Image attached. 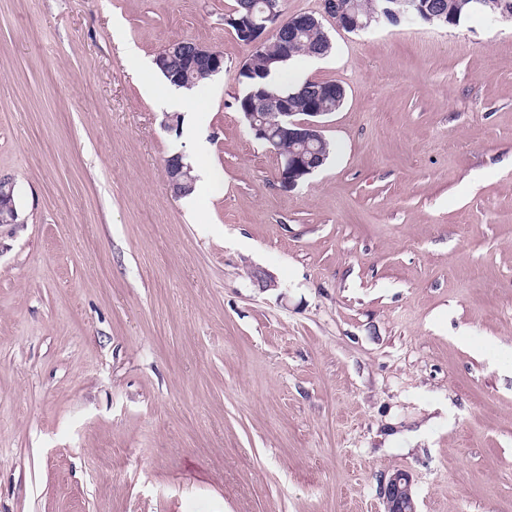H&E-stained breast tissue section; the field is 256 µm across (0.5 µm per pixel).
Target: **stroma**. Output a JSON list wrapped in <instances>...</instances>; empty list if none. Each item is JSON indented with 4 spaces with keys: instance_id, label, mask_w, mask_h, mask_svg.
Listing matches in <instances>:
<instances>
[{
    "instance_id": "1",
    "label": "stroma",
    "mask_w": 512,
    "mask_h": 512,
    "mask_svg": "<svg viewBox=\"0 0 512 512\" xmlns=\"http://www.w3.org/2000/svg\"><path fill=\"white\" fill-rule=\"evenodd\" d=\"M233 5L0 0V512H380L398 470L418 512H512V23L350 33L284 0L332 49L280 83L346 89L285 190ZM180 39L223 72L168 84ZM182 155L175 154L168 158L166 163L167 170V185L170 192L175 197H184L186 194V182L183 181L185 173L190 167L182 161ZM179 161V169H172L171 163ZM186 167V170H184Z\"/></svg>"
}]
</instances>
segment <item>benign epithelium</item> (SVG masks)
<instances>
[{
  "instance_id": "1",
  "label": "benign epithelium",
  "mask_w": 512,
  "mask_h": 512,
  "mask_svg": "<svg viewBox=\"0 0 512 512\" xmlns=\"http://www.w3.org/2000/svg\"><path fill=\"white\" fill-rule=\"evenodd\" d=\"M419 9L418 0H392L387 13L392 22L400 23L418 13ZM324 13L334 20L337 27L355 31L368 27L374 19V13L363 10L356 2L352 3L350 10L341 12L336 9V0H324ZM312 25L323 29L322 21L312 14L282 18L279 0H265L259 9H249L246 16L239 15L236 7L224 14V26L235 28L253 54L275 40L282 44V54L286 57L300 34ZM187 44L190 48L186 52L180 41L167 44L157 53L155 62L162 67L170 53L183 51L189 66L201 78L211 79L224 71L221 51L194 40L187 41ZM302 91L308 100V111L301 118L290 110L288 99L278 95L269 97L265 112L245 113L254 137L268 144L276 153L278 182L286 190L295 188L301 176L314 173L325 163L327 139L322 133V118L328 115L325 103L332 99L340 103L345 99V89L339 83L316 82L312 86H303ZM281 140L288 141L292 147L282 151L278 146ZM184 167L186 164L180 154L169 157L166 163L167 185L176 197L186 194ZM379 495L382 512H417L412 477L406 471L398 470L384 479Z\"/></svg>"
}]
</instances>
